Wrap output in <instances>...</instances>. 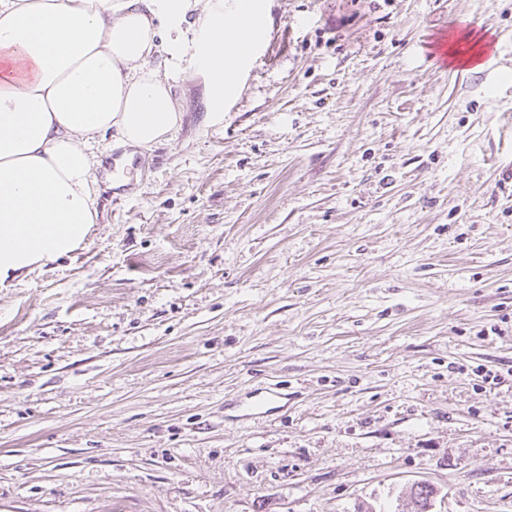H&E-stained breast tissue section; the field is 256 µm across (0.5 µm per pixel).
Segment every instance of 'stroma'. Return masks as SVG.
<instances>
[{
	"label": "stroma",
	"instance_id": "obj_1",
	"mask_svg": "<svg viewBox=\"0 0 512 512\" xmlns=\"http://www.w3.org/2000/svg\"><path fill=\"white\" fill-rule=\"evenodd\" d=\"M512 0H273L224 115L101 150L98 224L0 283V512H512Z\"/></svg>",
	"mask_w": 512,
	"mask_h": 512
}]
</instances>
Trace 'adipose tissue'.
I'll use <instances>...</instances> for the list:
<instances>
[{
    "mask_svg": "<svg viewBox=\"0 0 512 512\" xmlns=\"http://www.w3.org/2000/svg\"><path fill=\"white\" fill-rule=\"evenodd\" d=\"M271 0H0V281L76 251L96 221V147L151 150L180 125L149 69L168 24L174 68L220 117L271 30ZM195 33L185 52L183 24Z\"/></svg>",
    "mask_w": 512,
    "mask_h": 512,
    "instance_id": "adipose-tissue-1",
    "label": "adipose tissue"
}]
</instances>
